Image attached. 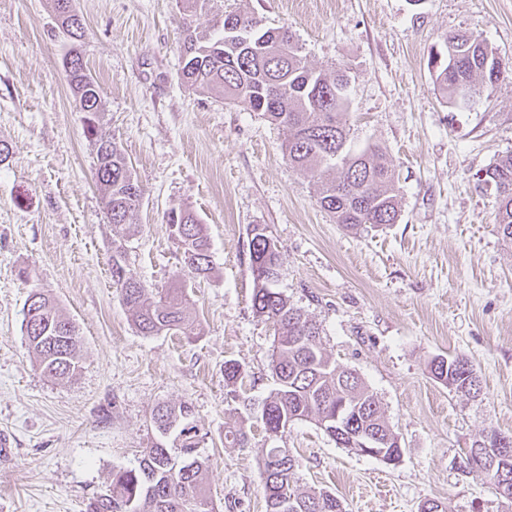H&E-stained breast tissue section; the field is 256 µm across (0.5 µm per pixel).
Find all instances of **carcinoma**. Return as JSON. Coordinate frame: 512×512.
I'll return each mask as SVG.
<instances>
[{
	"label": "carcinoma",
	"mask_w": 512,
	"mask_h": 512,
	"mask_svg": "<svg viewBox=\"0 0 512 512\" xmlns=\"http://www.w3.org/2000/svg\"><path fill=\"white\" fill-rule=\"evenodd\" d=\"M58 27L70 38L73 66L69 85L80 107L101 116L98 83L86 73L75 42L84 31L73 28L63 11L68 0H52ZM180 79L210 90L228 103L260 113L269 123L283 128L282 143L288 163L307 171L320 183L318 202L336 223L346 227L394 224L400 217V199L394 188V173L376 148L357 150L350 143L348 123L349 75L338 68L327 72L307 64L292 33L266 28L262 20L241 12L224 15L217 33L199 32L183 22ZM496 52L484 42L457 33L445 39L444 53L431 61L434 82L451 103H458L456 88L467 85L479 96L494 86L491 63ZM95 174L103 190L104 206L112 224V282L133 317L139 332H162L189 336L195 323L190 317L185 288L156 292L127 268L122 241L135 226L144 191L117 142L112 152L96 157ZM485 181L498 190L495 224L505 240L512 241V154L485 169ZM178 224L188 239L177 237L183 268L194 278L214 272L207 225L191 211L173 207ZM264 228L252 232L249 241L255 314L273 323L275 336L271 371L275 387L259 402L256 421L270 439L283 436L288 426L313 420L331 438L326 419L345 405L356 411L352 431H369L382 439L397 435L385 419L379 401L359 374L336 365L322 347V329L293 306L277 288L263 278L277 259L267 249ZM25 341L42 372L59 381H69L81 369L80 340L76 326L63 315L56 301L46 296L23 309ZM433 378L449 390L468 397L481 391V381L469 361L460 356L436 357L430 363ZM159 439L143 450L138 466L112 472L105 492L94 497L87 512H214L208 487V459L199 455L201 436L194 424L193 408L184 401L163 404L153 413ZM179 430L177 449L164 438ZM467 465L495 486L498 494L512 497V466L499 473L484 470L482 460L468 454ZM298 460L291 451L266 448L260 470L267 512H283L282 503L294 497L295 512H343L341 501L327 490L301 491L295 485Z\"/></svg>",
	"instance_id": "cac0c4a2"
}]
</instances>
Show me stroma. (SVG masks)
Returning <instances> with one entry per match:
<instances>
[{
	"mask_svg": "<svg viewBox=\"0 0 512 512\" xmlns=\"http://www.w3.org/2000/svg\"><path fill=\"white\" fill-rule=\"evenodd\" d=\"M80 52L103 123L144 190L124 243L129 267L171 287L180 250L166 223L183 206L207 224L215 271L187 280L193 336L140 334L112 283V226L96 148L69 87L52 0H0V512H86L113 470L136 466L156 435L154 408L193 406L217 512H266L264 448L299 460V489H324L344 512H512L466 464L473 441L512 435V243L494 224L484 171L512 153V76L473 106L448 102L429 67L446 36L467 32L512 63V0H209L192 16L212 31L226 12L288 27L309 65L346 69L351 142L379 146L395 172L397 223L348 229L318 203L310 174L285 160L283 129L182 83L183 0H75ZM281 253L278 287L317 321L328 355L356 370L399 436V461L360 456L314 422L269 440L224 432L244 399L274 386L275 328L252 309L249 231ZM75 322L82 368L44 375L22 327L31 291ZM466 357L482 391L468 399L430 373ZM237 362V391L224 364Z\"/></svg>",
	"mask_w": 512,
	"mask_h": 512,
	"instance_id": "35a3bbf8",
	"label": "stroma"
}]
</instances>
